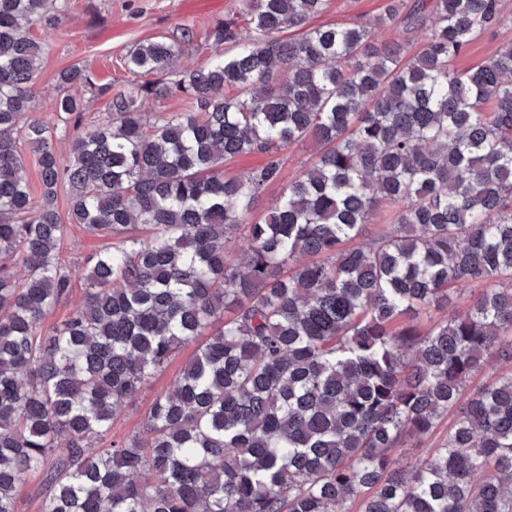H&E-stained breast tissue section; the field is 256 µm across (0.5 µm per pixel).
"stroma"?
<instances>
[{
  "mask_svg": "<svg viewBox=\"0 0 512 512\" xmlns=\"http://www.w3.org/2000/svg\"><path fill=\"white\" fill-rule=\"evenodd\" d=\"M384 0H328L325 10L311 18L310 26L345 25L355 22L374 23ZM246 9L245 0H66L65 16L54 29L32 28V35L44 41L48 49L43 56L39 75L34 84L31 115L49 127H56L60 118L53 106L59 91V75L72 66L85 67L98 84L110 90L137 88L139 78L123 66V58L136 44L157 37L178 38L182 26H191L192 43L182 46V53L172 66L173 72L193 69L209 56L207 35L213 24L229 16H240ZM509 18L498 33L486 34L474 41L456 59L455 66L468 70L481 65L502 41L512 39V0H504ZM319 154L316 144L306 141L281 153L282 174L279 182L267 187L257 209L265 211L279 197L286 181L298 177L303 168ZM112 245L111 238L96 237L82 225H70L60 245V254L72 269V288L51 314V321L67 316L86 293L85 267L87 259ZM195 344H188L171 360L168 367L157 373L143 386L132 404L113 421L111 439L120 440L141 432L144 417L156 396L172 388L185 362L193 355Z\"/></svg>",
  "mask_w": 512,
  "mask_h": 512,
  "instance_id": "1",
  "label": "stroma"
}]
</instances>
